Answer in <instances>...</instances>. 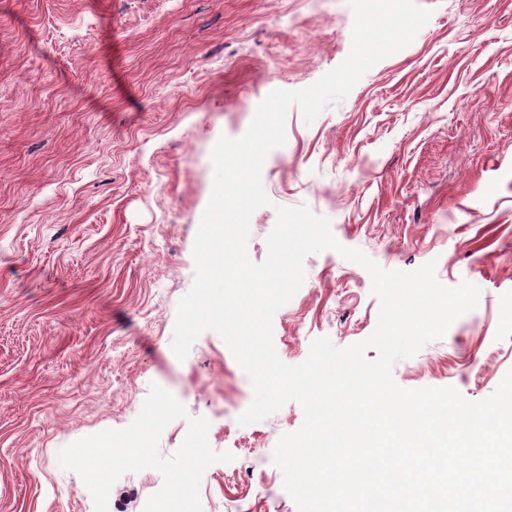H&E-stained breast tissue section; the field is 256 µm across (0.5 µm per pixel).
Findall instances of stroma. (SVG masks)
Wrapping results in <instances>:
<instances>
[{"label": "stroma", "mask_w": 512, "mask_h": 512, "mask_svg": "<svg viewBox=\"0 0 512 512\" xmlns=\"http://www.w3.org/2000/svg\"><path fill=\"white\" fill-rule=\"evenodd\" d=\"M416 3L432 15L410 45L314 122L290 108L248 253L264 261L276 207L304 204L383 269L433 260L443 285L476 284V308L392 375L478 401L512 370V0ZM352 25L348 0H0V512H94L57 453L128 426L154 383L234 456L205 471L202 512H297L272 454L300 405L239 425L253 389L220 336L182 361L171 341L213 146L340 64ZM304 267L273 321L289 365L378 319L363 267L331 250ZM162 483L124 474L108 512H143Z\"/></svg>", "instance_id": "1"}]
</instances>
